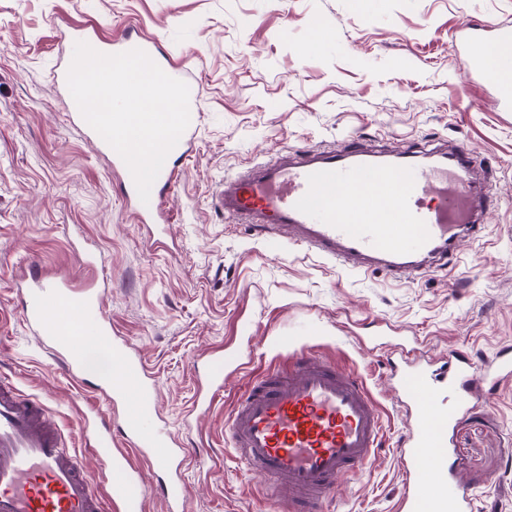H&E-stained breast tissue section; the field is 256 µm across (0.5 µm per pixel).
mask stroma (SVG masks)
Masks as SVG:
<instances>
[{"instance_id": "35a3bbf8", "label": "stroma", "mask_w": 512, "mask_h": 512, "mask_svg": "<svg viewBox=\"0 0 512 512\" xmlns=\"http://www.w3.org/2000/svg\"><path fill=\"white\" fill-rule=\"evenodd\" d=\"M491 20L512 25V0H0V376L45 405L95 488L104 469L81 419L106 405L58 370L17 308L30 266L79 274L76 237L105 260L104 313L156 376L163 415L208 456L185 472L186 512H274L264 477L226 446V420L249 378L299 351L361 377L386 427L376 458L340 478L322 512H395L407 422L391 349L483 363L512 345V112L483 73L458 64L466 26ZM84 25L103 39L155 38L199 91L204 118L162 225L134 221L121 178L64 110L55 67ZM350 136L401 151L468 148L492 171L496 205L481 236L448 265L397 282L343 271L216 207L224 179ZM218 352L250 362L226 369L211 408L184 428L195 363ZM449 441L451 473L477 512H512V382L484 390Z\"/></svg>"}]
</instances>
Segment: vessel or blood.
Segmentation results:
<instances>
[{"label":"vessel or blood","mask_w":512,"mask_h":512,"mask_svg":"<svg viewBox=\"0 0 512 512\" xmlns=\"http://www.w3.org/2000/svg\"><path fill=\"white\" fill-rule=\"evenodd\" d=\"M138 48L154 54L153 40L123 35L112 53ZM190 123L170 151L150 193L141 201L119 155L124 196L137 223H159L164 193L202 115L190 100ZM470 152L456 147L431 161L420 152L376 151L356 140L328 151L274 158L249 175L224 181L215 198L224 212L263 229L293 231L292 245L350 272L382 270L403 280L447 263L462 238L477 237L490 197L475 177ZM82 279L31 277L20 283L23 324L76 383L92 381L107 409L104 432H85L106 471L98 495L51 415L10 378L0 377V512H145L144 472L157 477L167 512H185L186 466L206 461L186 447L162 417L157 385L145 360L112 328L102 311L106 285L93 275L99 258L77 251ZM111 371L92 372L95 354ZM197 395L184 417L192 426L224 386V357L195 369ZM393 388L409 416L399 443L405 474L399 512H473L465 488L448 476V430L468 409L476 389L512 379V347L489 362L450 356L433 374L414 361L390 367ZM237 457L265 474L267 496L283 512H320L344 474L362 469L378 451L381 412L365 382L325 360L297 355L286 371L251 378L228 420Z\"/></svg>","instance_id":"1"}]
</instances>
